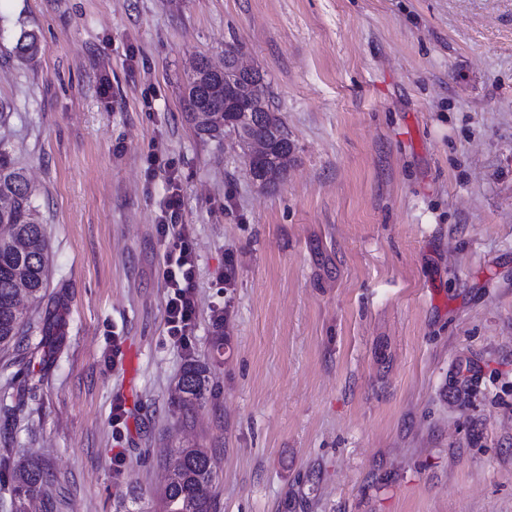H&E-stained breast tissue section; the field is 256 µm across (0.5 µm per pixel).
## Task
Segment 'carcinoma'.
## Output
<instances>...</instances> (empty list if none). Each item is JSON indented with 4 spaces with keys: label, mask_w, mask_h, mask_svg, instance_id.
<instances>
[{
    "label": "carcinoma",
    "mask_w": 512,
    "mask_h": 512,
    "mask_svg": "<svg viewBox=\"0 0 512 512\" xmlns=\"http://www.w3.org/2000/svg\"><path fill=\"white\" fill-rule=\"evenodd\" d=\"M41 51L38 35L23 31L16 39L12 53L21 64ZM187 118L202 137L220 138L233 131L236 113L224 102V67L202 57L198 60L183 89ZM245 136L271 141L273 159H260L249 169L255 182L272 183L286 171L294 144L288 137L282 119L273 111L258 113L254 126L239 130ZM0 347L24 349L26 311L21 306L25 297L39 303L45 296L46 238L33 201V190L22 169L15 167L7 152L0 148ZM209 366L190 360L178 380L180 400L193 404L205 398L210 389ZM11 472L12 512H27V504L45 495L50 475L34 462L13 464L0 457V471ZM214 471L211 456L205 448H179L167 470L162 496L163 512H216L217 494L213 491Z\"/></svg>",
    "instance_id": "obj_1"
}]
</instances>
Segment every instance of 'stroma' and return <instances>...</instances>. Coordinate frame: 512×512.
<instances>
[{
  "mask_svg": "<svg viewBox=\"0 0 512 512\" xmlns=\"http://www.w3.org/2000/svg\"><path fill=\"white\" fill-rule=\"evenodd\" d=\"M231 47L295 146L265 189L186 118L194 63ZM1 97L48 245L28 354L62 341L0 405V456L49 469L51 512H160L187 446L217 512H512V0H0ZM174 188L186 352L156 232ZM41 51V44L38 35L34 31H23L16 39L12 53L14 58L21 64L36 57ZM181 205L180 194L172 192L165 201L156 231L163 246L167 335L174 346L186 349L189 336H193L197 313L196 261L187 225L175 224ZM211 371L206 363L190 360L184 366L177 389L184 404H193L205 398L210 389Z\"/></svg>",
  "mask_w": 512,
  "mask_h": 512,
  "instance_id": "stroma-1",
  "label": "stroma"
}]
</instances>
